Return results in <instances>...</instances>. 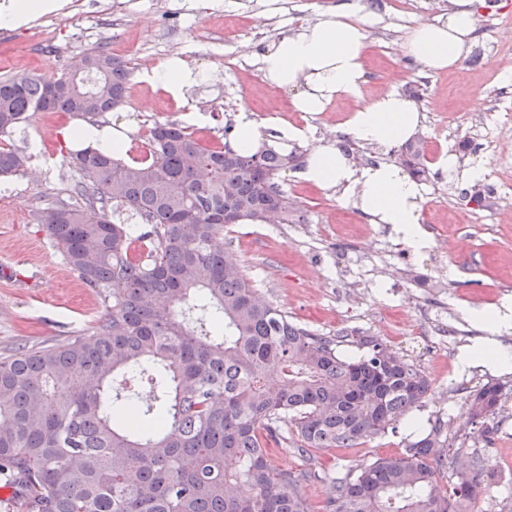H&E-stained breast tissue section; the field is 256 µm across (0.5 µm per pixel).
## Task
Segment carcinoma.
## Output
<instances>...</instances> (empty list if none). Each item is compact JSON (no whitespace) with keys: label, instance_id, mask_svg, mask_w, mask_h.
<instances>
[{"label":"carcinoma","instance_id":"carcinoma-1","mask_svg":"<svg viewBox=\"0 0 512 512\" xmlns=\"http://www.w3.org/2000/svg\"><path fill=\"white\" fill-rule=\"evenodd\" d=\"M54 81L0 78V139L33 112L97 117L127 102L130 69L104 46ZM148 160L84 148L67 159L84 206L58 201L38 223L86 285L112 301L94 331L0 357V484L12 512H310L311 474L276 468L269 442L354 448L395 429L430 379L375 336H320L258 296L226 224H264L294 206L276 178L293 153L206 147L178 124L153 127ZM396 155L428 177L422 142ZM32 153L0 147V179ZM499 384L469 400L484 441L498 430ZM436 422L405 453L333 481L327 512H472L484 466L449 457ZM453 463L443 490L440 470Z\"/></svg>","mask_w":512,"mask_h":512}]
</instances>
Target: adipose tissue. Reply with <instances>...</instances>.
Returning a JSON list of instances; mask_svg holds the SVG:
<instances>
[{"instance_id":"ef3b65f1","label":"adipose tissue","mask_w":512,"mask_h":512,"mask_svg":"<svg viewBox=\"0 0 512 512\" xmlns=\"http://www.w3.org/2000/svg\"><path fill=\"white\" fill-rule=\"evenodd\" d=\"M484 2L450 0L446 16L409 32L403 43L405 54L435 71L456 67L475 47L476 19ZM366 45L364 27L340 13L300 25L292 35L259 50L257 58L269 84L293 90L296 111L315 115L326 111L333 100H355L343 132L367 145H383L409 136L420 121L419 111L394 90L364 97L367 79L362 53ZM301 176L321 188L340 190L374 223L392 225L413 248L427 246L428 238L420 227L422 186L396 165L384 162L358 168L339 150L328 147L310 154ZM469 314L486 337L462 351L461 365H507L512 358L494 337L512 323V302L473 308Z\"/></svg>"}]
</instances>
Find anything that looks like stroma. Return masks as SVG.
Wrapping results in <instances>:
<instances>
[{"mask_svg":"<svg viewBox=\"0 0 512 512\" xmlns=\"http://www.w3.org/2000/svg\"><path fill=\"white\" fill-rule=\"evenodd\" d=\"M99 2L80 0L78 25L66 15L55 16L51 52L57 62H72L89 48L111 46L118 32L134 44L126 60L136 93L125 106L103 116L109 124L127 127L129 138H136L148 123H177L193 132L207 130L218 143L225 126L235 124L238 113L245 111L259 123L263 141L273 142L266 102L276 99L285 116L295 117L296 112L291 92L265 81L255 49L288 35L302 22L351 8L369 39L363 56L367 93L416 89L413 102L423 116L417 136L438 142L440 154L454 159L447 165L440 155L428 156L430 175L422 183L420 218L429 235L443 231L466 238L469 254L456 259L430 250L416 253L407 262L412 279L408 285L384 277L382 270L393 267V259L367 260L369 248L357 227L369 223V216L300 176L309 153L329 145V132L353 108L348 99L307 116L301 137L289 145L297 159L279 174L278 182L296 208L291 223L224 228L221 246L236 253L259 295L291 320L322 336L344 331L383 339L432 382L411 421L399 422L395 430L358 447L321 448L309 457L289 445L271 448L278 469H319V477L304 487L313 507L325 505L337 475L401 454L413 427L442 417L455 428H469L467 397L488 380L512 388V370L474 367L464 377L455 374L462 348L483 335L467 309L512 298V223H500L491 203L475 207L462 199L463 192L475 187L489 191L500 178L512 176V70L498 65L502 57H512V0H488L477 16L474 52L456 68L437 72L405 56L401 45L420 22L446 14L449 0H407L403 8L392 0H223L221 6L198 10L188 9L186 0H173L176 12L171 16L148 10L143 0H126L116 24L100 15ZM257 8L271 18V26L258 34L246 32L245 18ZM165 28L180 42L179 56L189 67L215 76L185 99L152 85L141 65L146 55L160 63L167 60L161 36ZM397 68L406 76L400 83L390 78ZM59 72L57 63L43 64L31 32L0 28V77L30 73L51 80ZM77 122L66 112H36L24 133L12 139L20 148L39 145L32 163L43 174L15 178L0 192V355L24 345L88 335L107 306L35 219L39 209L68 198L77 178L64 163L70 150L65 133ZM478 166L484 169L481 179H466V171ZM452 168L457 171L453 178L448 175ZM504 412L493 443L472 437L453 442L461 456L480 458L488 473V488L476 512H512V398Z\"/></svg>","mask_w":512,"mask_h":512,"instance_id":"obj_1","label":"stroma"}]
</instances>
